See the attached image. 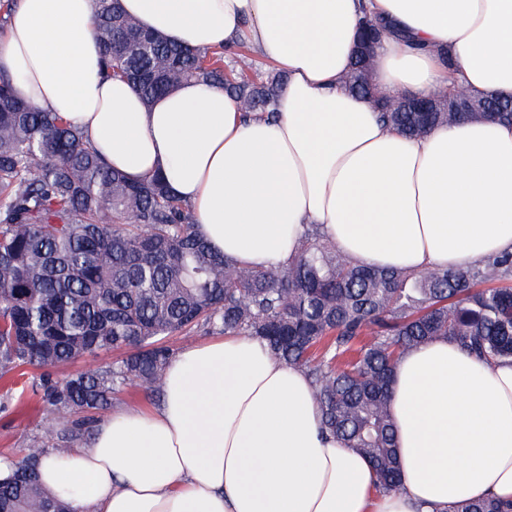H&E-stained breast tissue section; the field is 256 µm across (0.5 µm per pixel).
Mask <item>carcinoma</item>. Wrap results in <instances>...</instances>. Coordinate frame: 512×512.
<instances>
[{"label": "carcinoma", "mask_w": 512, "mask_h": 512, "mask_svg": "<svg viewBox=\"0 0 512 512\" xmlns=\"http://www.w3.org/2000/svg\"><path fill=\"white\" fill-rule=\"evenodd\" d=\"M95 40L106 72L143 101L187 80L224 89L247 112L275 114L286 77L224 69V50L198 52L143 31L119 0H98ZM365 21L346 83L375 96L364 53ZM465 89L415 112L406 94L377 101L398 130L420 136L459 118L512 122L509 100L492 112H462ZM190 208L162 178L133 183L107 167L57 113L20 100L0 76V377L24 366L33 393L63 426V454L90 437L94 413L135 384L161 397L174 350L169 338L195 328L243 334L303 370L325 430L374 464L381 487H399L389 410L393 368L437 338L479 362L512 360V253L472 268L419 273L356 265L311 225L285 269L242 268L192 231ZM119 352L112 366L65 380L50 369ZM43 451L14 461L0 479V512H70L47 492ZM448 512H512V502H462Z\"/></svg>", "instance_id": "cac0c4a2"}]
</instances>
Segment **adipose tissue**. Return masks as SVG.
<instances>
[{
  "mask_svg": "<svg viewBox=\"0 0 512 512\" xmlns=\"http://www.w3.org/2000/svg\"><path fill=\"white\" fill-rule=\"evenodd\" d=\"M165 40L247 48L287 81L275 118L184 82L144 105L103 71L96 0H17L0 72L59 113L130 181L164 176L194 232L254 268L292 258L309 225L350 260L408 272L477 267L512 252V125L463 119L414 138L344 84L364 17L378 94L465 86L512 98V0H120ZM401 483L379 488L326 433L308 377L249 336L170 360L158 406L118 408L91 439L43 456V486L72 512H446L512 501V361L477 362L438 338L393 371ZM447 512H512V502L505 503L493 499L472 500L457 504Z\"/></svg>",
  "mask_w": 512,
  "mask_h": 512,
  "instance_id": "adipose-tissue-1",
  "label": "adipose tissue"
}]
</instances>
